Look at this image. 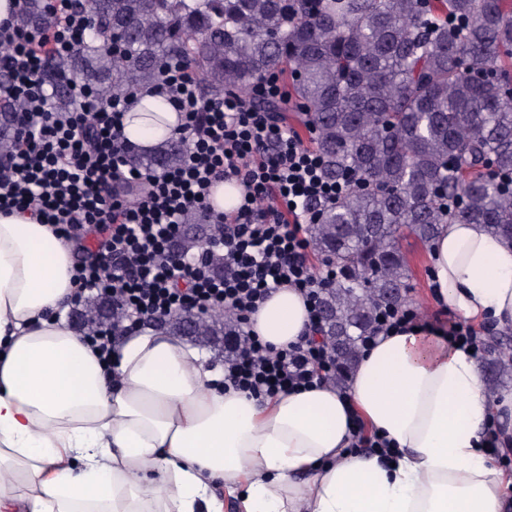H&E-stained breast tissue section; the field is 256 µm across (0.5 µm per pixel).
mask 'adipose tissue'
I'll use <instances>...</instances> for the list:
<instances>
[{
  "label": "adipose tissue",
  "mask_w": 512,
  "mask_h": 512,
  "mask_svg": "<svg viewBox=\"0 0 512 512\" xmlns=\"http://www.w3.org/2000/svg\"><path fill=\"white\" fill-rule=\"evenodd\" d=\"M131 106L122 135L142 151L178 125ZM430 259L437 302L512 325V245L481 224H445ZM72 255L50 225L0 212V512H505V474L485 432L492 399L475 357L428 325L379 337L346 391L329 384L257 398L224 388L197 350L151 327L126 334L105 370L61 315ZM309 323L296 289L252 317L275 348ZM393 451L352 453L355 428Z\"/></svg>",
  "instance_id": "obj_1"
}]
</instances>
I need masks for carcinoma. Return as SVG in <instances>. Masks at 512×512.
I'll return each mask as SVG.
<instances>
[{"label": "carcinoma", "instance_id": "1", "mask_svg": "<svg viewBox=\"0 0 512 512\" xmlns=\"http://www.w3.org/2000/svg\"><path fill=\"white\" fill-rule=\"evenodd\" d=\"M83 46L47 59L54 104L81 78L104 102L149 88L171 59L189 62L211 92L247 95L290 69L293 98L312 126L326 178L347 184L309 225L336 267L321 293L322 332L341 386L377 311L409 303L404 234L428 244L440 225L484 224L512 244V0H88ZM18 23L48 24L46 0H26ZM13 109L0 106V154L14 148ZM182 144L162 138L129 161L156 174ZM170 323L196 336L221 318ZM512 377V340L487 360L489 390Z\"/></svg>", "mask_w": 512, "mask_h": 512}]
</instances>
